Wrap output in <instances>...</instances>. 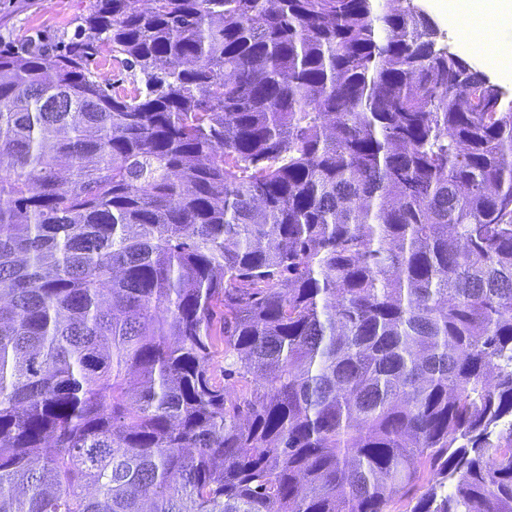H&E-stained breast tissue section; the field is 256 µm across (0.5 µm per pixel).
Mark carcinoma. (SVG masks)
<instances>
[{"instance_id":"carcinoma-1","label":"carcinoma","mask_w":512,"mask_h":512,"mask_svg":"<svg viewBox=\"0 0 512 512\" xmlns=\"http://www.w3.org/2000/svg\"><path fill=\"white\" fill-rule=\"evenodd\" d=\"M378 2L0 45V512H512V98ZM90 69L95 73V75H99V80L103 81L104 86L107 84L109 89L112 88V84L122 85L128 88L132 87L134 77L131 70L118 68L117 66L112 65V61H109L108 56L107 59L104 57H98L92 61Z\"/></svg>"}]
</instances>
